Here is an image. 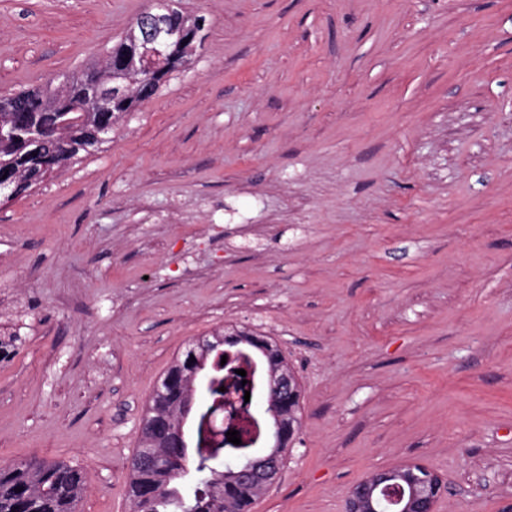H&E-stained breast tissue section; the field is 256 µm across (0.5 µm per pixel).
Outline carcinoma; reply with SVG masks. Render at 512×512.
<instances>
[{
  "mask_svg": "<svg viewBox=\"0 0 512 512\" xmlns=\"http://www.w3.org/2000/svg\"><path fill=\"white\" fill-rule=\"evenodd\" d=\"M111 67L101 69L114 84L126 82L130 62L123 59L118 45H113ZM74 76L53 92L39 90L20 91L11 97L0 99V123L18 125L12 136L0 137V182L13 184L20 178L19 166L25 157L23 140L30 136L41 137L42 155L60 159L59 167L70 164L80 152L101 145L94 138L95 116L78 110L81 103L79 81ZM166 81L161 77L148 82L138 93L132 94L122 111L111 112L108 119L116 122L124 114L135 110L141 103L151 99ZM66 110L73 119L69 130L57 131L56 113ZM259 352L266 366V376L259 382V396H264L271 378L287 368L278 347L268 337L250 333L230 334L224 337V349L207 355L198 354L190 361L184 353L176 359L166 372L171 378L164 396L150 397L147 409L163 423L184 429L190 415L182 409L187 397L185 385L192 378L220 377L224 370L238 364H250L254 352ZM227 362L221 363L222 356ZM219 389L209 385L196 396L192 407L197 416L194 446L164 448L161 442L148 447L145 438H140L141 448L137 453L151 452L159 456L158 463L146 467H131L130 498L133 512H249L255 498L266 489L264 485L242 482L224 472L223 457H247L264 449L272 455L277 466H283V452L299 428L301 386H296L286 413L291 427L286 442L276 446L268 442L267 434L273 420L270 415L256 408L253 412L255 433L246 446L203 450V421L212 397ZM84 480L81 472L64 462H47L29 459L0 465V512H77Z\"/></svg>",
  "mask_w": 512,
  "mask_h": 512,
  "instance_id": "1",
  "label": "carcinoma"
}]
</instances>
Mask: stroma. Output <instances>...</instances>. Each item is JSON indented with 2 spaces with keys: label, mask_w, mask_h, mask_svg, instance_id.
Returning a JSON list of instances; mask_svg holds the SVG:
<instances>
[{
  "label": "stroma",
  "mask_w": 512,
  "mask_h": 512,
  "mask_svg": "<svg viewBox=\"0 0 512 512\" xmlns=\"http://www.w3.org/2000/svg\"><path fill=\"white\" fill-rule=\"evenodd\" d=\"M151 0H0V95L98 64ZM190 63L0 202V464L131 512L158 380L257 331L302 388L252 512H344L409 463L435 512L512 504V0H182Z\"/></svg>",
  "instance_id": "stroma-1"
}]
</instances>
